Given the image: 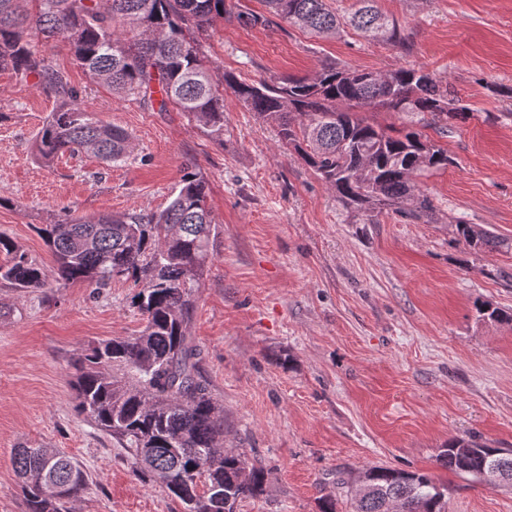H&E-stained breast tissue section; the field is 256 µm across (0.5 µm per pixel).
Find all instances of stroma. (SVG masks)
Listing matches in <instances>:
<instances>
[{"label": "stroma", "mask_w": 512, "mask_h": 512, "mask_svg": "<svg viewBox=\"0 0 512 512\" xmlns=\"http://www.w3.org/2000/svg\"><path fill=\"white\" fill-rule=\"evenodd\" d=\"M405 47L352 28L331 39L287 22L209 30L215 76L307 77L323 65L424 68L469 109L438 144L447 168L417 176L428 222L368 221L273 127L224 93V142L177 108L155 112L112 95L76 64L63 38L30 39L65 72L83 105L125 129L132 152L109 166L87 153L50 165L33 138L53 94L0 71V233L53 268L40 226L162 210L183 167L208 182L218 234L186 334L224 410L225 445L270 475L236 512H320L326 496L351 512L337 481L383 465L426 472L447 512H512V486L491 488L438 462L448 441L476 435L512 448V325L480 318L485 302L512 312V0H378ZM494 232L504 247L474 253L455 219ZM132 282L18 292L0 283V512H27L14 448L74 457L89 485L71 512H184L160 484L134 476L125 449L76 410L71 362L88 344L137 333Z\"/></svg>", "instance_id": "stroma-1"}]
</instances>
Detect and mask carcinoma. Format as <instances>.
Listing matches in <instances>:
<instances>
[{
  "label": "carcinoma",
  "instance_id": "obj_1",
  "mask_svg": "<svg viewBox=\"0 0 512 512\" xmlns=\"http://www.w3.org/2000/svg\"><path fill=\"white\" fill-rule=\"evenodd\" d=\"M25 0H0V71L21 83L53 93L58 106L36 134L35 157L43 164L59 156L90 152L110 164L126 160L131 138L98 120L81 103L78 89L32 45L29 30L63 37L90 79L120 97L168 111L173 105L207 135L224 145V91L257 118L276 128L278 142L336 191L346 208L392 212L427 222L430 198L414 177L448 167V151L421 129L443 134L450 121L467 117L448 83L422 69L378 72L325 66L312 78L247 82L232 73L214 80L198 35L219 21L244 27L267 22L251 12L234 13L226 0H35V15L23 13ZM274 16L316 37L349 25L369 39L402 45L396 22L374 0L342 20L326 0H265ZM372 106L413 117L411 126L388 134L354 109ZM207 181L186 167L168 206L96 220L71 218L39 232L56 262L57 282L104 288L130 279L131 304L145 321L134 336L92 343L79 358L72 386L79 412L128 449L132 469L161 483L184 512H224V499L238 502L263 491L269 472L245 452L224 447V412L201 372L200 352L185 334L194 296L209 257L212 224L206 207ZM455 240L475 251L504 245L488 230L458 219ZM0 280L14 288H43L44 267L0 235ZM480 316L511 323L512 313L484 303ZM449 471L484 481L495 464L512 482V450L492 448L476 438H453L440 454ZM13 466L22 482L28 512H63L87 488L86 471L73 458L48 448H18ZM371 491L353 494V512H443V493L426 473L389 467L366 469ZM67 487L55 494L51 484Z\"/></svg>",
  "mask_w": 512,
  "mask_h": 512
}]
</instances>
